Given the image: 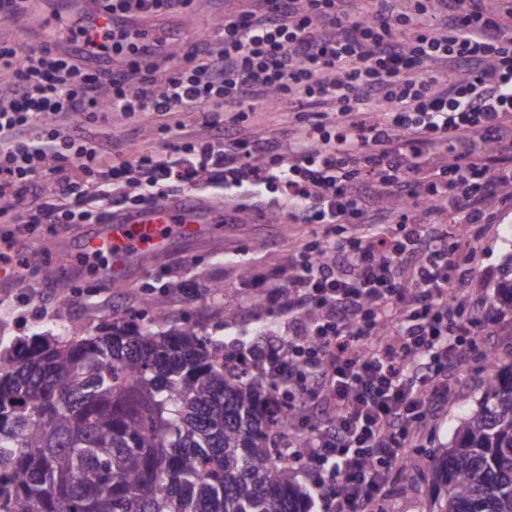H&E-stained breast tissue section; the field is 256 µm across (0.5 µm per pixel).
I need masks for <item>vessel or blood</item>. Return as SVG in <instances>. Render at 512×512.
Segmentation results:
<instances>
[{
  "instance_id": "obj_1",
  "label": "vessel or blood",
  "mask_w": 512,
  "mask_h": 512,
  "mask_svg": "<svg viewBox=\"0 0 512 512\" xmlns=\"http://www.w3.org/2000/svg\"><path fill=\"white\" fill-rule=\"evenodd\" d=\"M223 220V212L211 207L208 200L186 193L142 210L114 211L101 226L80 239L78 252L108 257L106 281L122 284L130 279L134 260L158 256L178 239H207L214 225Z\"/></svg>"
}]
</instances>
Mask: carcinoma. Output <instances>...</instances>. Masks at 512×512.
I'll return each instance as SVG.
<instances>
[{"instance_id": "cac0c4a2", "label": "carcinoma", "mask_w": 512, "mask_h": 512, "mask_svg": "<svg viewBox=\"0 0 512 512\" xmlns=\"http://www.w3.org/2000/svg\"><path fill=\"white\" fill-rule=\"evenodd\" d=\"M269 380L193 325L0 342V512H308ZM434 512H512V367L434 469Z\"/></svg>"}]
</instances>
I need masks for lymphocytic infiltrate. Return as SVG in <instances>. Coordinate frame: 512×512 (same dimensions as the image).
Segmentation results:
<instances>
[{
  "instance_id": "1",
  "label": "lymphocytic infiltrate",
  "mask_w": 512,
  "mask_h": 512,
  "mask_svg": "<svg viewBox=\"0 0 512 512\" xmlns=\"http://www.w3.org/2000/svg\"><path fill=\"white\" fill-rule=\"evenodd\" d=\"M63 2L48 41L0 44V223L97 224L87 197L138 209L191 189L318 225L287 266L241 276L288 320L260 329L247 362L287 387L306 432L294 455L342 484L329 512L383 506L481 333L453 292L475 254L447 226L477 233L512 205V0H247L180 59L142 24L193 0H108L104 25ZM271 96L290 115L268 137L251 117ZM100 112L157 123L160 148L116 142L103 159ZM60 113L79 120L49 122ZM416 198L419 213L386 206Z\"/></svg>"
}]
</instances>
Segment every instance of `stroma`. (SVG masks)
<instances>
[{"label": "stroma", "instance_id": "35a3bbf8", "mask_svg": "<svg viewBox=\"0 0 512 512\" xmlns=\"http://www.w3.org/2000/svg\"><path fill=\"white\" fill-rule=\"evenodd\" d=\"M240 5V0H196L189 12L166 25L165 52L178 58L202 43L216 41L225 11ZM33 13V19L21 23L0 20V41L24 50L46 41L50 15L40 4ZM97 126L105 138L133 148L154 146L161 140L156 124L120 112L105 114ZM235 216L236 223L224 226L220 241L209 246L176 242L167 254L145 263L121 286L108 284L102 275L85 268L70 274L72 260L62 247L78 242L87 225L47 224L27 235L19 225L0 224V251L24 241L23 250L16 251V261L37 258L41 270L37 279L28 282L20 280L13 269L0 271V336L8 341L24 339L56 323L92 332L104 321L132 311L150 319L155 315L154 301L160 298L167 314L161 330L193 324L223 342L225 348L248 346L256 340V325L237 286L243 269L260 272L286 263L289 247L304 242L315 227L292 224L286 216L276 214L266 215L260 222L246 205L237 209ZM448 232L468 240L476 254L475 273L459 291L476 300L475 313L484 322L485 332L478 352L457 370L468 389L467 400L440 406L433 419L417 431L418 466L408 473L397 472L387 512H430L436 493L431 476L434 457L438 449L450 446L465 414L479 407L484 353L495 352L499 364L512 363V310L497 299L504 273L512 268V210L497 223L484 225L476 237H469L466 228L457 224L449 225ZM191 283L213 287L212 297L205 302L190 301L184 290Z\"/></svg>", "mask_w": 512, "mask_h": 512}]
</instances>
